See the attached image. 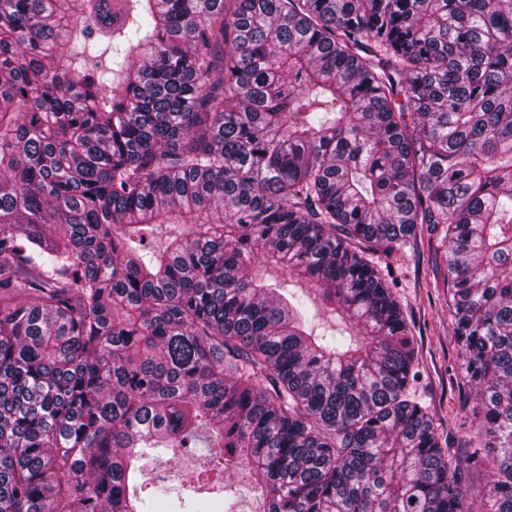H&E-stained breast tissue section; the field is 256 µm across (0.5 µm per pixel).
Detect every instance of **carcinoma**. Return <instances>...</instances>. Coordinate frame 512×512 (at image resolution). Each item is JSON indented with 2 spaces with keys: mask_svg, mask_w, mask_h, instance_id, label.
I'll return each mask as SVG.
<instances>
[{
  "mask_svg": "<svg viewBox=\"0 0 512 512\" xmlns=\"http://www.w3.org/2000/svg\"><path fill=\"white\" fill-rule=\"evenodd\" d=\"M424 229L463 448L369 257ZM202 431L255 512H512V0H0V512H147Z\"/></svg>",
  "mask_w": 512,
  "mask_h": 512,
  "instance_id": "cac0c4a2",
  "label": "carcinoma"
}]
</instances>
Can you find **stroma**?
I'll list each match as a JSON object with an SVG mask.
<instances>
[{
	"instance_id": "35a3bbf8",
	"label": "stroma",
	"mask_w": 512,
	"mask_h": 512,
	"mask_svg": "<svg viewBox=\"0 0 512 512\" xmlns=\"http://www.w3.org/2000/svg\"><path fill=\"white\" fill-rule=\"evenodd\" d=\"M396 284L397 297L417 341V376L409 386L410 398L428 408L451 443L461 444L473 426L461 406L466 385L455 376L456 349L448 310L447 270L437 234L422 233L403 251L386 260ZM208 451L172 456L160 452L143 480L142 497H150L160 478L170 480L175 494L196 496L201 487L195 477L207 466ZM181 478H173V471Z\"/></svg>"
}]
</instances>
